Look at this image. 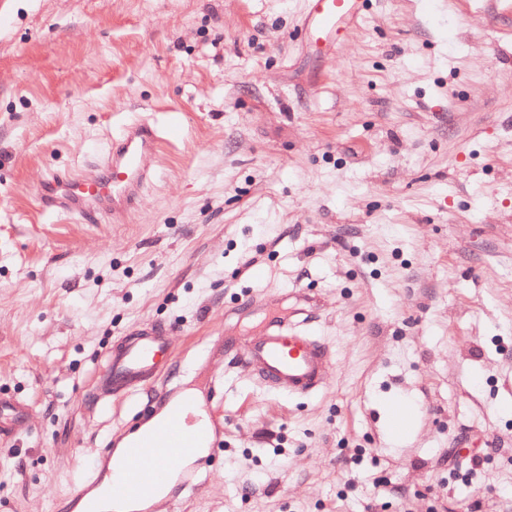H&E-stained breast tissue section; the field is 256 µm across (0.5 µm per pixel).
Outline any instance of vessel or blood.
Returning <instances> with one entry per match:
<instances>
[{"instance_id": "obj_1", "label": "vessel or blood", "mask_w": 512, "mask_h": 512, "mask_svg": "<svg viewBox=\"0 0 512 512\" xmlns=\"http://www.w3.org/2000/svg\"><path fill=\"white\" fill-rule=\"evenodd\" d=\"M307 2L302 25L305 38L331 45L366 4V0ZM161 140L160 130L150 121L128 124L94 161L74 171L52 173L37 192L39 208L89 220L124 222L153 179L152 161ZM172 353L170 334L159 326L122 337L97 376L99 401L106 405L158 387ZM234 359L262 385L297 396L324 388L334 369L332 350L317 336L275 321L247 337ZM196 407L192 395H177L160 421L145 431L119 437L118 447L104 449L102 462L117 463L107 495L96 496L88 486L78 488L72 496L75 512H123V504L129 502L148 505L158 497L171 501L195 490L205 463L202 451L215 444L210 426L197 427L191 421Z\"/></svg>"}]
</instances>
